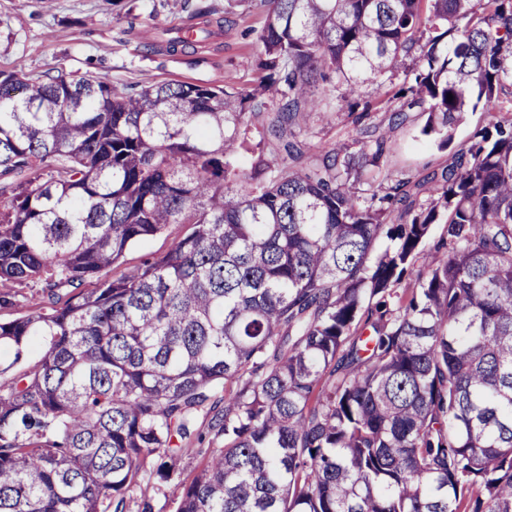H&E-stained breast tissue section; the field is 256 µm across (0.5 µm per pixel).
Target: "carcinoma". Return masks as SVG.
Segmentation results:
<instances>
[{"label": "carcinoma", "instance_id": "1", "mask_svg": "<svg viewBox=\"0 0 512 512\" xmlns=\"http://www.w3.org/2000/svg\"><path fill=\"white\" fill-rule=\"evenodd\" d=\"M255 7L247 93L0 71V280L43 299L0 322V512H129L206 408L224 447L175 512H512V0H227L224 24ZM399 71L390 118L427 113L440 148L491 120L362 206L385 136L299 166L301 134L321 83L341 108ZM172 224L193 230L103 276Z\"/></svg>", "mask_w": 512, "mask_h": 512}]
</instances>
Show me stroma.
Segmentation results:
<instances>
[{"label":"stroma","mask_w":512,"mask_h":512,"mask_svg":"<svg viewBox=\"0 0 512 512\" xmlns=\"http://www.w3.org/2000/svg\"><path fill=\"white\" fill-rule=\"evenodd\" d=\"M225 0H0V70L63 69L74 77L95 76L112 85L148 86L179 80L205 86L232 85L251 91L256 75L248 60L261 49L262 10H252L246 23L224 25ZM212 29L203 42L170 51L167 41L178 28ZM406 73L366 84L354 111L328 113L310 124L302 140L306 157L337 145L352 144L362 132L385 133L389 149L378 165L366 166L359 194L363 205H379L394 182L440 170L448 151L438 148L422 129L427 115L412 113L393 125L387 112L393 93L407 82ZM174 224L160 236L132 249L124 263L110 270L116 278L131 272L151 255L168 251L189 232ZM41 301L33 284L0 282V321L31 311Z\"/></svg>","instance_id":"35a3bbf8"}]
</instances>
